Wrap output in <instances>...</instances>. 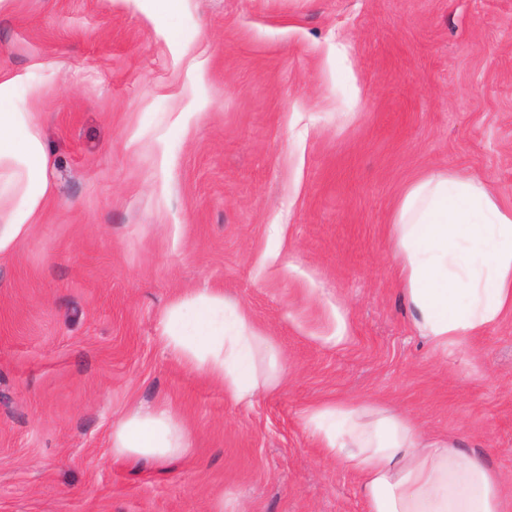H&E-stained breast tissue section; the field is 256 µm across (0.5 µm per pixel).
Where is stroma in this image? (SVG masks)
Wrapping results in <instances>:
<instances>
[{"label":"stroma","mask_w":512,"mask_h":512,"mask_svg":"<svg viewBox=\"0 0 512 512\" xmlns=\"http://www.w3.org/2000/svg\"><path fill=\"white\" fill-rule=\"evenodd\" d=\"M1 68L52 193L0 254V512H365L320 402L386 401L512 477V314L435 352L388 223L430 171L512 207V0H0ZM204 288L279 389L233 403L163 349ZM161 403L192 447L113 458L114 420Z\"/></svg>","instance_id":"stroma-1"}]
</instances>
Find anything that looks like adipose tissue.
Masks as SVG:
<instances>
[{
	"label": "adipose tissue",
	"instance_id": "1",
	"mask_svg": "<svg viewBox=\"0 0 512 512\" xmlns=\"http://www.w3.org/2000/svg\"><path fill=\"white\" fill-rule=\"evenodd\" d=\"M18 74L0 71V253L28 236L50 193L37 113L10 102ZM394 262L416 326L448 354L512 313V208L479 182L429 173L409 183L390 215ZM161 343L187 368L249 403L277 389L284 363L248 310L205 289L172 299ZM305 426L323 456L357 474L365 512H512L503 475L452 441L422 435L408 417L377 405L310 408ZM193 443L169 406L129 409L112 424V453L162 461Z\"/></svg>",
	"mask_w": 512,
	"mask_h": 512
}]
</instances>
